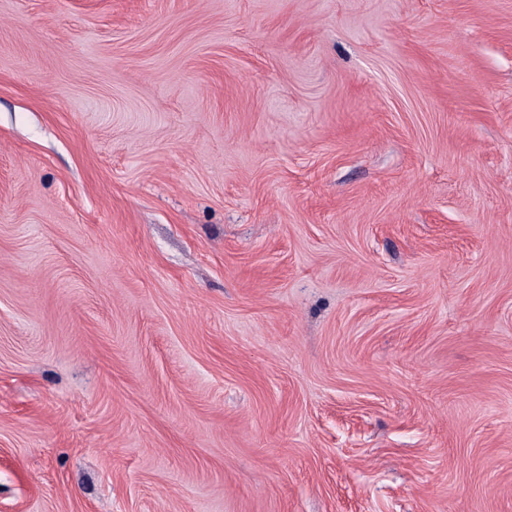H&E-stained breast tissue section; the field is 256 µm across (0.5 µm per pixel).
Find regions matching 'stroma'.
<instances>
[{
  "label": "stroma",
  "mask_w": 512,
  "mask_h": 512,
  "mask_svg": "<svg viewBox=\"0 0 512 512\" xmlns=\"http://www.w3.org/2000/svg\"><path fill=\"white\" fill-rule=\"evenodd\" d=\"M0 512H512V0H0Z\"/></svg>",
  "instance_id": "1"
}]
</instances>
